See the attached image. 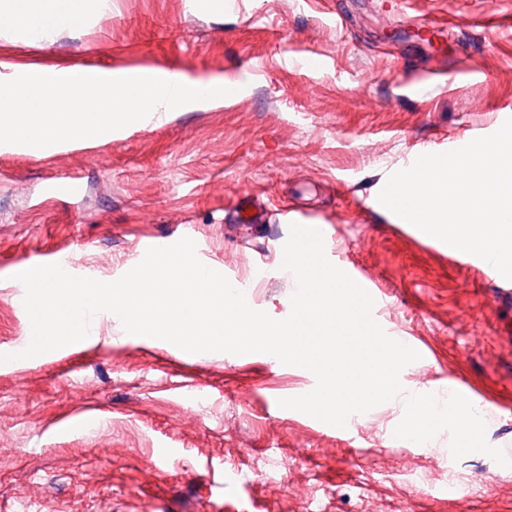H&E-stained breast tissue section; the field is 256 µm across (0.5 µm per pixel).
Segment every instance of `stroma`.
I'll return each instance as SVG.
<instances>
[{
  "label": "stroma",
  "mask_w": 512,
  "mask_h": 512,
  "mask_svg": "<svg viewBox=\"0 0 512 512\" xmlns=\"http://www.w3.org/2000/svg\"><path fill=\"white\" fill-rule=\"evenodd\" d=\"M76 65L232 93L94 142L0 144V350L32 333L21 265L64 256L112 282L157 238H191L229 281L256 275L251 307L285 319L296 223L325 226L327 257L370 280L379 320L428 358L341 434L279 406L314 388L305 368L182 353L97 314L91 341L0 363V512H512V280L378 201L418 150L512 118V0H87L83 23L38 44L0 12V81ZM71 176L77 197L44 196ZM458 379L487 400L466 441L444 425L405 441L413 395ZM88 408L95 426L63 427Z\"/></svg>",
  "instance_id": "stroma-1"
}]
</instances>
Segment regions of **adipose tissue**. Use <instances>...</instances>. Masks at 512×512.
Instances as JSON below:
<instances>
[{"instance_id":"ef3b65f1","label":"adipose tissue","mask_w":512,"mask_h":512,"mask_svg":"<svg viewBox=\"0 0 512 512\" xmlns=\"http://www.w3.org/2000/svg\"><path fill=\"white\" fill-rule=\"evenodd\" d=\"M84 0H0V10L10 13L33 42L47 33L80 24Z\"/></svg>"}]
</instances>
